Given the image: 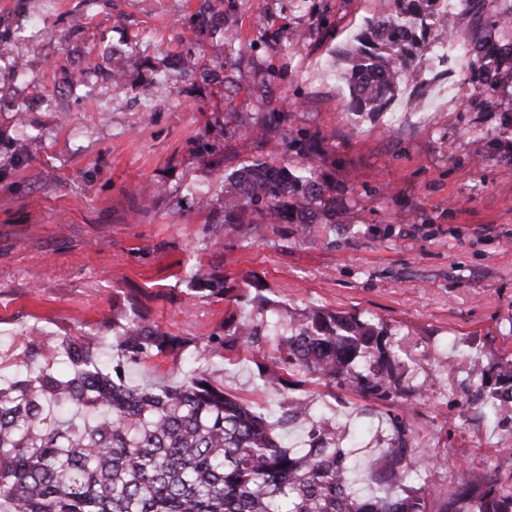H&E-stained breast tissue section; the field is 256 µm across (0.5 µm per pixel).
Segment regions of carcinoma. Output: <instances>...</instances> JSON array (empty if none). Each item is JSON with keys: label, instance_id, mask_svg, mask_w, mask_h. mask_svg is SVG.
<instances>
[{"label": "carcinoma", "instance_id": "obj_1", "mask_svg": "<svg viewBox=\"0 0 512 512\" xmlns=\"http://www.w3.org/2000/svg\"><path fill=\"white\" fill-rule=\"evenodd\" d=\"M387 18L371 21L343 49L348 103L356 112L389 110L403 86L417 81L429 32L441 25L448 0H394ZM512 0L478 37H506L512 52ZM499 60L478 54L469 63L475 89H494ZM308 161L289 168L247 164L224 181V216L251 235L268 224L336 223V186L317 182ZM191 277L211 297L238 305L225 310L224 333L182 336L162 331L136 309L112 337L116 364L106 367L90 339L65 336L46 348L31 339L19 370L0 374V512H430L422 489L390 496L386 484L407 480L412 430L390 419L391 434L369 481L355 488L346 432L336 415L313 416L289 391L306 384L343 387L363 398L402 396L393 372L387 331L358 314L307 308L285 313L256 293L231 294L224 279L197 268ZM279 356L260 365L263 386L281 398L266 413L214 380L213 359L226 363L240 347ZM184 357L183 378L165 386L128 383L121 363ZM490 406L512 409V363L496 374ZM306 426L299 447L278 430ZM436 512H512V476L463 473Z\"/></svg>", "mask_w": 512, "mask_h": 512}]
</instances>
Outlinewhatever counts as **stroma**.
<instances>
[{"label":"stroma","instance_id":"obj_1","mask_svg":"<svg viewBox=\"0 0 512 512\" xmlns=\"http://www.w3.org/2000/svg\"><path fill=\"white\" fill-rule=\"evenodd\" d=\"M200 0H0V371L30 339L90 336L112 355V315L206 336L226 302L189 267L278 306L356 313L391 334L408 398L372 402L307 387L356 433L367 471L391 416L412 428L411 485L431 508L462 471L512 472V420L474 390L512 359V118L503 92L468 107L466 63L412 103L360 116L337 48L393 0H224L195 34ZM233 27L235 39L224 36ZM121 65L120 82L112 67ZM283 113L281 137L318 136L336 221L261 235L224 221V176L267 158L230 115ZM207 191V201L194 188ZM241 351L216 363L225 389L262 408L278 396Z\"/></svg>","mask_w":512,"mask_h":512}]
</instances>
